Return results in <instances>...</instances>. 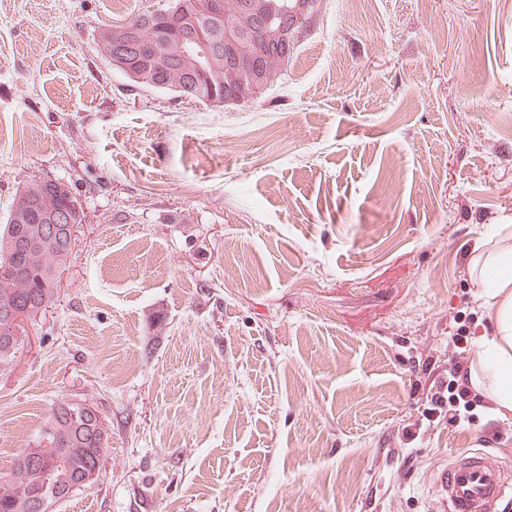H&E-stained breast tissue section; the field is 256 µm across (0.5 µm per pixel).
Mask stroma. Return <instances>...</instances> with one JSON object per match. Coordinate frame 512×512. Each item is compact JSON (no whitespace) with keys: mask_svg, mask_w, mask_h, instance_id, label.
<instances>
[{"mask_svg":"<svg viewBox=\"0 0 512 512\" xmlns=\"http://www.w3.org/2000/svg\"><path fill=\"white\" fill-rule=\"evenodd\" d=\"M173 0H0V223L24 184L83 210L31 346L0 368V477L54 404L109 428L55 512H440L493 325L474 246L512 225V0H321L245 106L132 87L104 25ZM58 183L62 186L59 193L54 190L56 186L50 188L48 183L44 182L43 179L32 180V182L25 187L28 189V196H41L44 200L50 201L52 204L58 206H67L70 204L75 208L78 206L82 214V207L76 195L72 193L71 189L66 184L60 181H58ZM456 393L448 402V423L456 424L466 418V413L471 406L472 389L468 380V368L465 367L464 361H458L455 366Z\"/></svg>","mask_w":512,"mask_h":512,"instance_id":"1","label":"stroma"}]
</instances>
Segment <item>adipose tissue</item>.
Returning <instances> with one entry per match:
<instances>
[{
	"label": "adipose tissue",
	"mask_w": 512,
	"mask_h": 512,
	"mask_svg": "<svg viewBox=\"0 0 512 512\" xmlns=\"http://www.w3.org/2000/svg\"><path fill=\"white\" fill-rule=\"evenodd\" d=\"M474 274L485 289L494 326L477 339L480 361L470 380L492 395L501 412L512 413V244L483 241Z\"/></svg>",
	"instance_id": "adipose-tissue-1"
}]
</instances>
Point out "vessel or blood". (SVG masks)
Here are the masks:
<instances>
[{
    "label": "vessel or blood",
    "instance_id": "1",
    "mask_svg": "<svg viewBox=\"0 0 512 512\" xmlns=\"http://www.w3.org/2000/svg\"><path fill=\"white\" fill-rule=\"evenodd\" d=\"M433 482L443 512H496L512 495V482L495 457L480 448L454 456L435 471Z\"/></svg>",
    "mask_w": 512,
    "mask_h": 512
}]
</instances>
